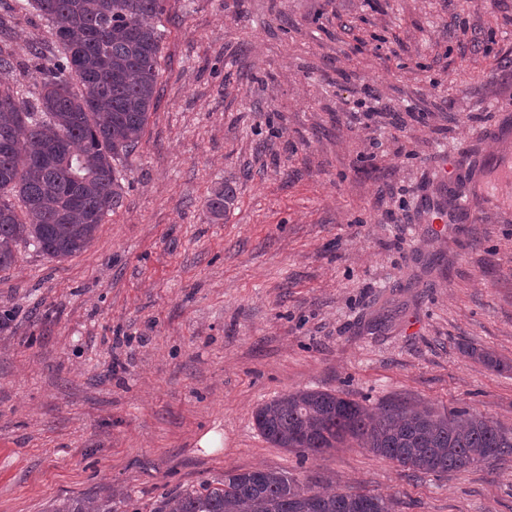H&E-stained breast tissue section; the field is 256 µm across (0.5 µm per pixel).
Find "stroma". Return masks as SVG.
I'll use <instances>...</instances> for the list:
<instances>
[{
	"instance_id": "1",
	"label": "stroma",
	"mask_w": 512,
	"mask_h": 512,
	"mask_svg": "<svg viewBox=\"0 0 512 512\" xmlns=\"http://www.w3.org/2000/svg\"><path fill=\"white\" fill-rule=\"evenodd\" d=\"M14 5L7 79L32 99L48 24ZM162 30L120 207L82 253L22 244L0 271V512H158L254 468L394 512H512V457L416 476L353 439L299 456L254 419L310 389L512 429V194L483 198L512 155V0H166ZM461 195L480 221L437 229L427 202ZM112 512V498L106 496L98 502L78 499H63L55 504L53 512Z\"/></svg>"
}]
</instances>
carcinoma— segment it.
Instances as JSON below:
<instances>
[{"mask_svg": "<svg viewBox=\"0 0 512 512\" xmlns=\"http://www.w3.org/2000/svg\"><path fill=\"white\" fill-rule=\"evenodd\" d=\"M45 19L50 46L33 43L43 75L35 102L0 84V270L25 243L52 259L85 251L121 205V171L156 105L165 0H24ZM19 204H14L13 200ZM234 199L225 185L207 201L218 217ZM467 355L502 370L476 348ZM255 422L278 448L316 455L348 438L398 466L446 474L512 455V429L468 408L386 405L371 412L338 394L303 390L260 406ZM53 512H112V497L63 499ZM158 512H391L363 492L328 494L280 472L230 470L165 498Z\"/></svg>", "mask_w": 512, "mask_h": 512, "instance_id": "obj_1", "label": "carcinoma"}]
</instances>
